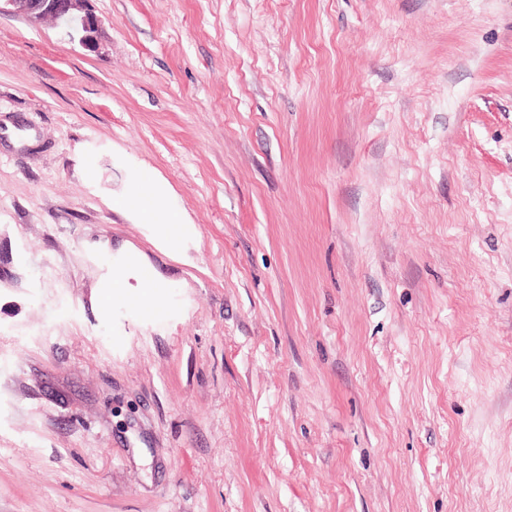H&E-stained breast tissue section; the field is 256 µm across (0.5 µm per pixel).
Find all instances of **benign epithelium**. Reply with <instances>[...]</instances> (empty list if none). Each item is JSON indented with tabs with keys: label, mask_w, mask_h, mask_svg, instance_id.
Segmentation results:
<instances>
[{
	"label": "benign epithelium",
	"mask_w": 512,
	"mask_h": 512,
	"mask_svg": "<svg viewBox=\"0 0 512 512\" xmlns=\"http://www.w3.org/2000/svg\"><path fill=\"white\" fill-rule=\"evenodd\" d=\"M91 0H0V13L19 14L33 24L50 20L71 39L94 49L103 28L102 19L90 6Z\"/></svg>",
	"instance_id": "1"
}]
</instances>
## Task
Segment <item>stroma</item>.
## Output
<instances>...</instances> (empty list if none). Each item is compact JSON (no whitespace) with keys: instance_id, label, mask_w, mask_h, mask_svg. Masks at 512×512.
<instances>
[{"instance_id":"1","label":"stroma","mask_w":512,"mask_h":512,"mask_svg":"<svg viewBox=\"0 0 512 512\" xmlns=\"http://www.w3.org/2000/svg\"><path fill=\"white\" fill-rule=\"evenodd\" d=\"M91 7L0 14V512H512V0ZM91 0H1L0 13L22 15L32 25L50 20L70 38L95 49L103 28L102 19L91 9ZM138 198L140 204L134 205L132 199ZM122 204L140 214L146 224H165L167 235L173 239L181 237L185 232V226L178 213L172 209H161L158 198L151 195L133 192L122 200Z\"/></svg>"}]
</instances>
